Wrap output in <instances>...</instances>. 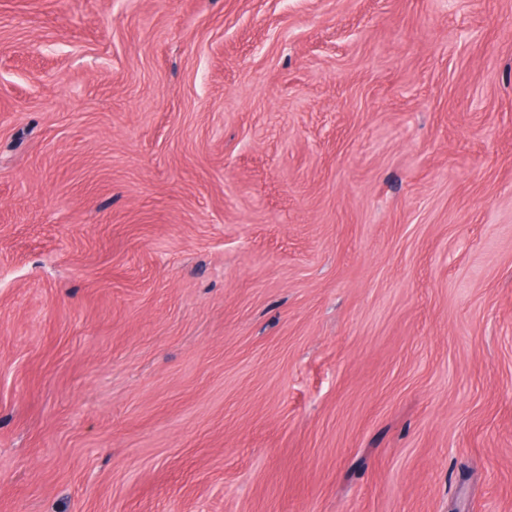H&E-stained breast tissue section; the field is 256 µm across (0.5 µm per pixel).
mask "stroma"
Segmentation results:
<instances>
[{
    "label": "stroma",
    "instance_id": "1",
    "mask_svg": "<svg viewBox=\"0 0 512 512\" xmlns=\"http://www.w3.org/2000/svg\"><path fill=\"white\" fill-rule=\"evenodd\" d=\"M0 512H512V0H0Z\"/></svg>",
    "mask_w": 512,
    "mask_h": 512
}]
</instances>
